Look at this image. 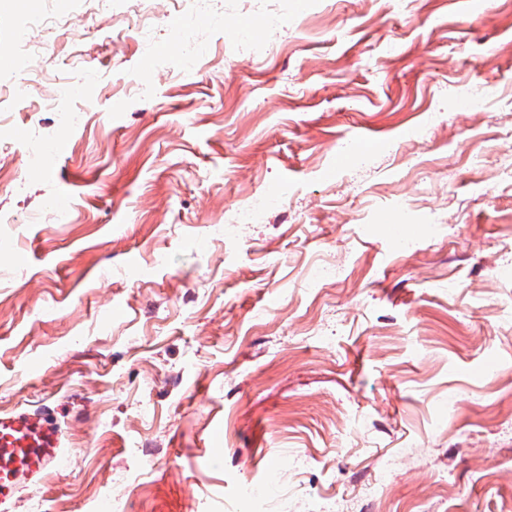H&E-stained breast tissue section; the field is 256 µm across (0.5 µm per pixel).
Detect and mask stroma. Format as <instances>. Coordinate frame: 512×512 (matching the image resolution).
<instances>
[{"label":"stroma","instance_id":"35a3bbf8","mask_svg":"<svg viewBox=\"0 0 512 512\" xmlns=\"http://www.w3.org/2000/svg\"><path fill=\"white\" fill-rule=\"evenodd\" d=\"M33 9L71 17L39 81L0 57V411L65 455L14 512L512 505V0H0V37Z\"/></svg>","mask_w":512,"mask_h":512}]
</instances>
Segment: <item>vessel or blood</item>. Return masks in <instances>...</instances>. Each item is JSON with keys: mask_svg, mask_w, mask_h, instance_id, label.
<instances>
[{"mask_svg": "<svg viewBox=\"0 0 512 512\" xmlns=\"http://www.w3.org/2000/svg\"><path fill=\"white\" fill-rule=\"evenodd\" d=\"M53 421L26 410L0 412V512H12L18 494L41 482L63 456Z\"/></svg>", "mask_w": 512, "mask_h": 512, "instance_id": "vessel-or-blood-1", "label": "vessel or blood"}]
</instances>
